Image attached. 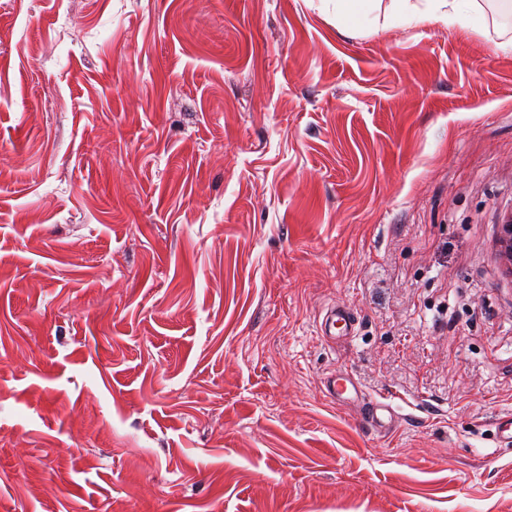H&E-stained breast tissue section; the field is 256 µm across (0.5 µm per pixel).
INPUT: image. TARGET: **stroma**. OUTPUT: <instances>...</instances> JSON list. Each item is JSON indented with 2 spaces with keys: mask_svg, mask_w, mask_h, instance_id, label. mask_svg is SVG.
Instances as JSON below:
<instances>
[{
  "mask_svg": "<svg viewBox=\"0 0 512 512\" xmlns=\"http://www.w3.org/2000/svg\"><path fill=\"white\" fill-rule=\"evenodd\" d=\"M461 7L0 0V512H512V16ZM395 1L406 11L409 22L416 24L435 21L447 26L470 27L479 23L478 16L460 10L458 0H425L433 2L432 8L427 10H420L415 4H410L412 0ZM354 326L355 318L350 309L334 303L325 309L318 330L320 336L334 339L336 336L347 335L354 329ZM354 391L358 394V387L348 373L335 372L327 375L321 382L323 396L333 403L341 404L348 400L346 394ZM361 418L371 426L383 428L392 423L396 418V412L390 403L372 401L364 408Z\"/></svg>",
  "mask_w": 512,
  "mask_h": 512,
  "instance_id": "obj_1",
  "label": "stroma"
}]
</instances>
